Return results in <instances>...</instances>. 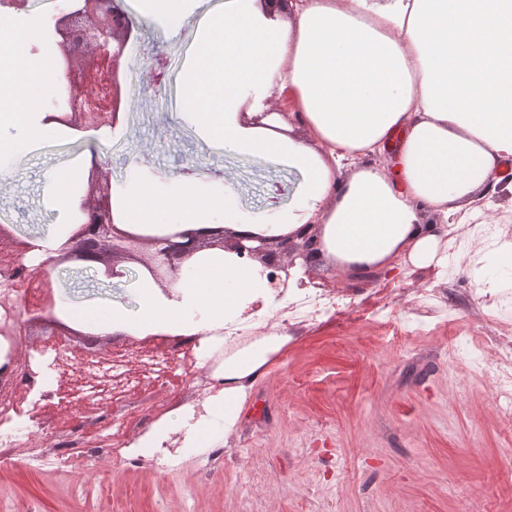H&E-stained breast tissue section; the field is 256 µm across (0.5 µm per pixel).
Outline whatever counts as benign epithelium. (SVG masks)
<instances>
[{
  "label": "benign epithelium",
  "mask_w": 512,
  "mask_h": 512,
  "mask_svg": "<svg viewBox=\"0 0 512 512\" xmlns=\"http://www.w3.org/2000/svg\"><path fill=\"white\" fill-rule=\"evenodd\" d=\"M69 8L53 18V33L58 48L57 63L62 87L61 101L46 121L79 131L113 128L120 122L122 105L121 73L125 71V52L134 37V28L116 0H70ZM88 190L81 199L75 223L79 227L59 254L47 261L58 267L66 263L94 262L102 266L108 279L127 275L118 267L117 258L148 242L153 252L143 262L158 282L172 283L179 278L184 259L211 246H224V231L206 238L197 234H179L173 238L149 240L116 227L112 215V183L105 165L94 164L88 172ZM318 225L274 241L261 237H237L227 249L241 258L259 260L267 270L269 287L277 292L283 286L279 272H288L298 258L307 262L319 250ZM17 241L14 249L0 250V266L19 270L22 277L3 284L5 288H44L46 295L34 310V319L55 306L53 289L40 267L29 268L24 256L31 249L29 240Z\"/></svg>",
  "instance_id": "1"
}]
</instances>
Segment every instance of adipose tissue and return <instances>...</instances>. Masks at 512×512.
<instances>
[{"label": "adipose tissue", "mask_w": 512, "mask_h": 512, "mask_svg": "<svg viewBox=\"0 0 512 512\" xmlns=\"http://www.w3.org/2000/svg\"><path fill=\"white\" fill-rule=\"evenodd\" d=\"M119 5L170 38L195 23L196 49L180 80L182 117L203 138L300 175L288 204L253 215L231 190L214 193L182 176L161 190L136 168L112 193L121 230L161 237L221 229L275 239L316 224L329 261L366 269L409 244L412 261L425 266L437 235L422 214H448L512 164V0H288L282 12L264 0ZM49 37L48 28L0 13V156L77 135L46 120V91L59 78L54 56L38 50ZM272 98L291 101L307 138L281 133ZM383 154L389 169L361 166L342 176L349 161ZM184 267L169 289L140 270L136 311L61 303L55 314L101 336L191 338L212 335L269 294L261 264L220 247L197 252ZM284 342L265 336L225 358L224 386L208 397L204 417L178 406L134 448L176 439L209 447L216 416L232 434L248 389Z\"/></svg>", "instance_id": "obj_1"}]
</instances>
